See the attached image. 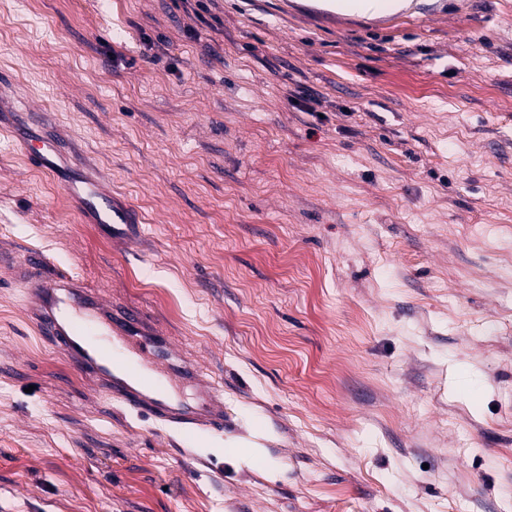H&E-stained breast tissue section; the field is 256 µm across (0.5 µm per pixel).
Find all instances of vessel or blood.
Returning a JSON list of instances; mask_svg holds the SVG:
<instances>
[{
  "label": "vessel or blood",
  "instance_id": "b4317fda",
  "mask_svg": "<svg viewBox=\"0 0 512 512\" xmlns=\"http://www.w3.org/2000/svg\"><path fill=\"white\" fill-rule=\"evenodd\" d=\"M12 115L11 122L0 120V133L12 137L35 170L59 184L85 222L109 231L138 223L135 208L114 194L89 164L74 152L64 150L52 134L37 133L41 113L16 108ZM21 272L32 319L98 390L166 425L188 432L223 430L222 385L200 379L198 370L188 368L170 338L157 333L152 321L138 308L104 302L70 275L49 270L48 261L41 254H30ZM91 320L103 330L125 336L127 348L151 364L155 375L137 371L111 347H90L86 324ZM160 373L197 380L198 403L174 401L158 384L156 376Z\"/></svg>",
  "mask_w": 512,
  "mask_h": 512
}]
</instances>
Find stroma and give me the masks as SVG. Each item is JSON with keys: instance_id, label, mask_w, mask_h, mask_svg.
<instances>
[{"instance_id": "obj_1", "label": "stroma", "mask_w": 512, "mask_h": 512, "mask_svg": "<svg viewBox=\"0 0 512 512\" xmlns=\"http://www.w3.org/2000/svg\"><path fill=\"white\" fill-rule=\"evenodd\" d=\"M1 72L142 222L0 135V512H512V0H0ZM31 252L222 382L223 432L43 340ZM329 7L338 12L377 16L389 11L408 10L413 0H326Z\"/></svg>"}]
</instances>
